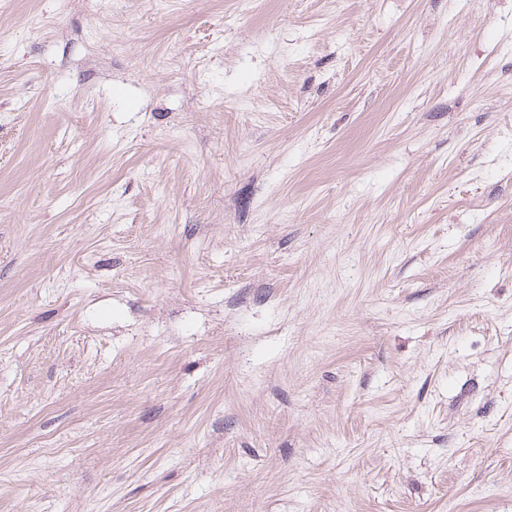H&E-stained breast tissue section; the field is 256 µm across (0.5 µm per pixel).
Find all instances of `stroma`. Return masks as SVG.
<instances>
[{
	"label": "stroma",
	"mask_w": 512,
	"mask_h": 512,
	"mask_svg": "<svg viewBox=\"0 0 512 512\" xmlns=\"http://www.w3.org/2000/svg\"><path fill=\"white\" fill-rule=\"evenodd\" d=\"M0 512H512V0H0Z\"/></svg>",
	"instance_id": "35a3bbf8"
}]
</instances>
